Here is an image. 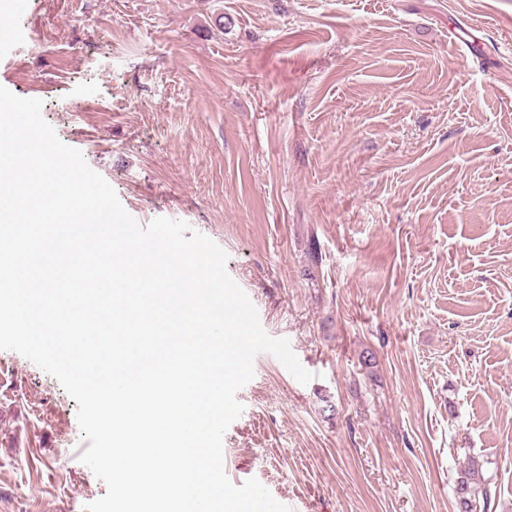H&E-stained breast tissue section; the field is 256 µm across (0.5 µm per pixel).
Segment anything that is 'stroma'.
Masks as SVG:
<instances>
[{"mask_svg":"<svg viewBox=\"0 0 512 512\" xmlns=\"http://www.w3.org/2000/svg\"><path fill=\"white\" fill-rule=\"evenodd\" d=\"M6 22L0 86L139 224L219 246L313 375L255 357L232 484L454 512L473 457L512 512V0H22ZM88 446L61 383L0 351V512H84Z\"/></svg>","mask_w":512,"mask_h":512,"instance_id":"stroma-1","label":"stroma"}]
</instances>
